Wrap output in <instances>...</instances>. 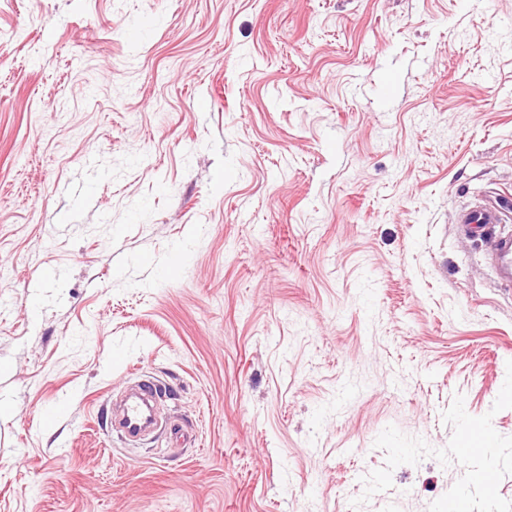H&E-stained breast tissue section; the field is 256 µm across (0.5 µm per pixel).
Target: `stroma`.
<instances>
[{"label":"stroma","mask_w":512,"mask_h":512,"mask_svg":"<svg viewBox=\"0 0 512 512\" xmlns=\"http://www.w3.org/2000/svg\"><path fill=\"white\" fill-rule=\"evenodd\" d=\"M488 203L512 0H0V512H512ZM510 218L498 206L491 205L464 213L460 217L459 224L467 228L483 227L489 224H506ZM157 387L154 384L142 383L138 393L133 397H127L123 403L121 417L114 426L121 436L127 441H134L140 434L152 424V403L157 396Z\"/></svg>","instance_id":"obj_1"}]
</instances>
